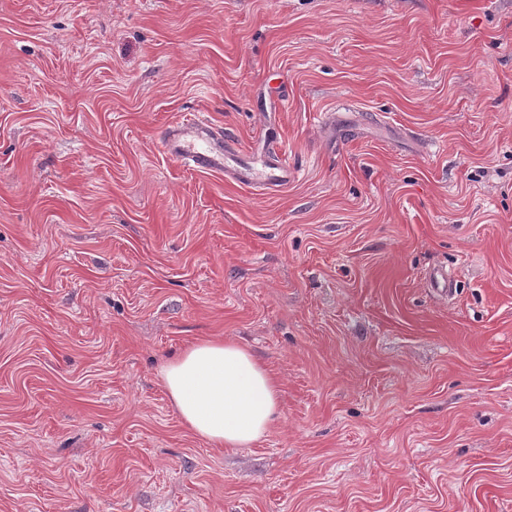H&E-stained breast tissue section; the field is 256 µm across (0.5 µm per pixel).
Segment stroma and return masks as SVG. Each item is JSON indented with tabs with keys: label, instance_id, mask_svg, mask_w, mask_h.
<instances>
[{
	"label": "stroma",
	"instance_id": "stroma-1",
	"mask_svg": "<svg viewBox=\"0 0 512 512\" xmlns=\"http://www.w3.org/2000/svg\"><path fill=\"white\" fill-rule=\"evenodd\" d=\"M212 336L245 448L162 385ZM0 512H512V0H0ZM165 149L192 169L224 172L238 184L259 193L278 191L293 177L274 148L265 154L258 168L229 136L201 121L169 126L165 132ZM161 380L182 422L219 448L252 444L280 417V388L233 339H203L169 361Z\"/></svg>",
	"mask_w": 512,
	"mask_h": 512
}]
</instances>
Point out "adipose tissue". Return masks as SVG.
I'll use <instances>...</instances> for the list:
<instances>
[{"mask_svg": "<svg viewBox=\"0 0 512 512\" xmlns=\"http://www.w3.org/2000/svg\"><path fill=\"white\" fill-rule=\"evenodd\" d=\"M161 380L182 422L219 448L260 440L280 416L277 380L232 339L193 343L165 365Z\"/></svg>", "mask_w": 512, "mask_h": 512, "instance_id": "1", "label": "adipose tissue"}]
</instances>
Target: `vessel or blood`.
<instances>
[{
    "instance_id": "vessel-or-blood-1",
    "label": "vessel or blood",
    "mask_w": 512,
    "mask_h": 512,
    "mask_svg": "<svg viewBox=\"0 0 512 512\" xmlns=\"http://www.w3.org/2000/svg\"><path fill=\"white\" fill-rule=\"evenodd\" d=\"M165 148L192 169L229 174L238 184L259 193L278 191L293 176L276 150H269L261 163H254L229 136L201 121L169 126Z\"/></svg>"
}]
</instances>
